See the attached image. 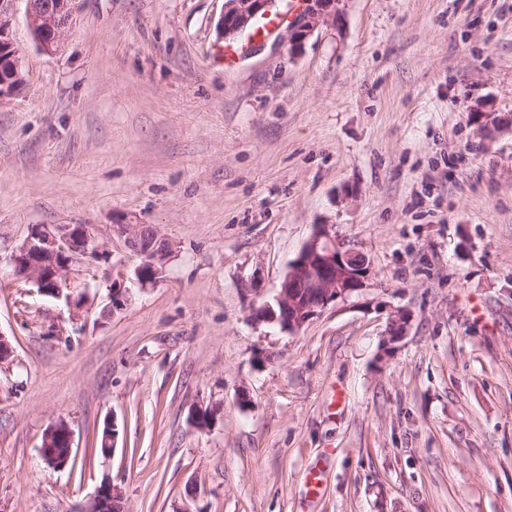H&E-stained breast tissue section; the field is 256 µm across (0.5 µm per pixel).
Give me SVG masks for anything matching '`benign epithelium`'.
Segmentation results:
<instances>
[{"label":"benign epithelium","mask_w":512,"mask_h":512,"mask_svg":"<svg viewBox=\"0 0 512 512\" xmlns=\"http://www.w3.org/2000/svg\"><path fill=\"white\" fill-rule=\"evenodd\" d=\"M14 0H0V103L10 98L24 82L22 60L12 40L10 29ZM32 37L45 53L56 50L68 20L72 0H25ZM342 0H308L305 9L288 28V41L301 46L321 24L336 16ZM270 10V0H225L221 20L224 39L231 41L252 27ZM112 231L125 237L141 262L134 277H113L109 284L108 313L115 314L127 306L131 288H145L156 283L164 273L163 259L170 243L152 234L154 250L141 249V225L128 221L112 225ZM13 275L40 290V293L65 299L77 310L82 297H74V282L79 276L96 277L103 265H111V253L97 241L86 224L36 225L9 257ZM371 274L367 256L332 234L330 225L318 224L300 253L288 264L274 301H259L260 289L253 282L242 284L252 296L249 317L255 323H273L294 333L330 305L362 290ZM111 429L104 437V458L109 459L119 436L117 419H105ZM73 434L65 424L50 427L40 448L41 459L52 470H63L72 459ZM122 498L121 491L109 480L97 489L87 512H112Z\"/></svg>","instance_id":"7a95c632"}]
</instances>
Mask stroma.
Here are the masks:
<instances>
[{"mask_svg":"<svg viewBox=\"0 0 512 512\" xmlns=\"http://www.w3.org/2000/svg\"><path fill=\"white\" fill-rule=\"evenodd\" d=\"M223 14L73 0L47 54L13 4L0 512H81L106 479L126 512H512V128L471 119L512 114V0H342L299 49L283 27L228 69ZM126 216L172 251L111 316L110 276L140 263ZM53 224L112 253L75 314L8 262ZM319 224L368 256L366 287L295 333L252 323L242 281L273 299ZM61 422L78 464L55 471L39 449Z\"/></svg>","mask_w":512,"mask_h":512,"instance_id":"35a3bbf8","label":"stroma"}]
</instances>
